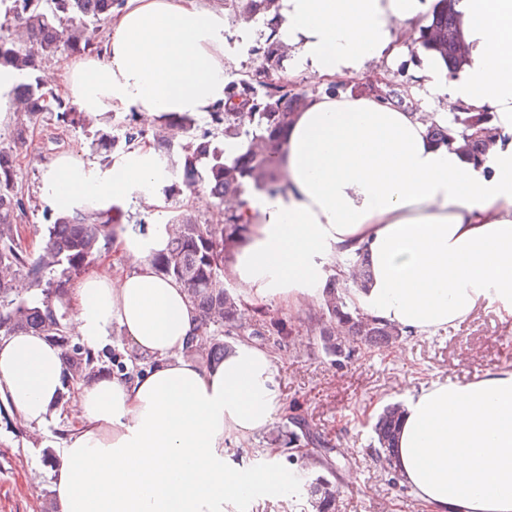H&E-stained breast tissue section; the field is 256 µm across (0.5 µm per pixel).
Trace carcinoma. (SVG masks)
Segmentation results:
<instances>
[{
  "label": "carcinoma",
  "instance_id": "carcinoma-1",
  "mask_svg": "<svg viewBox=\"0 0 512 512\" xmlns=\"http://www.w3.org/2000/svg\"><path fill=\"white\" fill-rule=\"evenodd\" d=\"M123 0H0V13L12 16L28 34V43L18 45L0 38V72L19 71L29 80L13 87L23 98L34 117L42 112H55L56 120L67 125L76 123L75 111L33 78L43 60L55 56L60 46L70 55H86L101 51L100 43L89 33V26L110 16ZM461 0H435L431 19L420 26L418 50L440 56L454 76L466 60L467 46L462 34L459 5ZM264 53L268 70L281 69L283 55L279 42H266ZM369 94L399 110L410 108L404 90L388 83ZM229 107L209 114L210 124L224 134V139L240 145V153L229 159L224 150L212 145L209 134H192L195 117L173 113L166 125L185 135L181 185L193 193L205 184L219 204L224 199L241 200L254 188L268 194L283 190L277 174V155L294 114L307 103L300 91L281 93L264 83L240 80L227 92ZM251 110L249 124H244L237 109ZM491 112L468 109L453 113L446 124L432 123L428 135L438 143L453 145L462 155L478 162L485 152L482 130L493 120ZM95 144L107 153L125 152L146 139L144 133L130 125L124 139L98 129ZM15 156L11 150H0V268L28 281L25 293L14 288L13 281L0 280V336L34 332L58 344L68 365V388L87 382L101 373L125 371L127 367L143 368L146 363L133 353L124 360L112 350L93 353L69 334L66 313L56 303L63 301L71 282L103 251L109 250L117 228L121 227V209L108 211H76L58 215L50 224L34 231L40 238L38 254L22 244L16 221L24 211L23 198L15 186ZM167 223L176 226L166 250L152 258L156 270L179 281L196 304L200 314L201 333L209 337L206 361L218 362L231 351L226 336H245L250 341H267L272 336L288 335V324L280 321L260 328H248L244 322L250 305L234 289L224 285V263L228 248L244 240L250 224L237 210L224 212V223L201 221L186 210H176ZM370 279L367 261L358 256L347 257L328 276L318 316L312 321L322 353L336 362L365 347L382 349L392 346L402 331L392 324L364 313L351 298L352 288H362ZM404 408L399 403L385 406L373 424L377 458L387 468L395 469L392 455ZM311 444L322 445L311 426L292 422L281 430L284 447H290L301 430ZM312 512H337L339 499L336 470L320 455L296 458Z\"/></svg>",
  "mask_w": 512,
  "mask_h": 512
}]
</instances>
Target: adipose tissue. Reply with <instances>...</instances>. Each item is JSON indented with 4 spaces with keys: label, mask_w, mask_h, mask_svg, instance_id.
<instances>
[{
    "label": "adipose tissue",
    "mask_w": 512,
    "mask_h": 512,
    "mask_svg": "<svg viewBox=\"0 0 512 512\" xmlns=\"http://www.w3.org/2000/svg\"><path fill=\"white\" fill-rule=\"evenodd\" d=\"M428 0H280L276 39L293 47L295 71L351 77L394 54L398 24ZM470 56L457 78L429 61L420 77L449 107L495 109L512 134V0H463ZM236 44L210 0H125L101 53L72 60L63 93L79 112L201 117L223 106ZM283 191L246 194L250 232L231 268L245 300L288 310L315 304L337 258L365 255L357 306L404 333L456 326L484 302L512 318V145L484 164L433 142L417 114L372 97L311 98L281 148ZM172 173L144 141L100 169L63 153L42 183L59 214L147 199L164 208ZM167 225L118 232L111 271L74 280L67 325L88 349L113 340L150 364L134 377L103 375L66 394V364L32 333L0 339V405L38 428L58 409L71 427L55 448L54 512H224L257 489L285 498L286 479L261 483L224 467V442L248 438L281 411L272 354L249 341L223 361L189 353L197 309L151 259ZM397 471L428 512H512V368L461 384L435 382L405 406Z\"/></svg>",
    "instance_id": "adipose-tissue-1"
}]
</instances>
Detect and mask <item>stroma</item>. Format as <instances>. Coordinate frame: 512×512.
I'll list each match as a JSON object with an SVG mask.
<instances>
[{
    "instance_id": "stroma-1",
    "label": "stroma",
    "mask_w": 512,
    "mask_h": 512,
    "mask_svg": "<svg viewBox=\"0 0 512 512\" xmlns=\"http://www.w3.org/2000/svg\"><path fill=\"white\" fill-rule=\"evenodd\" d=\"M417 30L414 24L400 27V50L390 60L379 61L378 67L407 92L414 112L447 111L446 97L432 94L416 77L429 60L416 49ZM0 103L13 109L11 117L0 120V149L14 148L17 127L28 129L27 145L19 150L16 164L25 203L17 225L28 236L46 224L50 212L40 195L47 165L61 152L100 160L91 145V133L100 123L91 115L71 126L57 124L47 114L29 116L15 110L9 91L0 93ZM165 200L167 207L161 211L143 201L122 205L125 229L166 223L169 209L186 205L184 195L171 191ZM318 311L314 305L287 315L260 302L247 313L248 324L284 320L292 329L291 335L265 343L275 357L283 409L265 430L225 444L226 467L259 472L274 464L283 473L295 471L288 451L277 448L276 437L291 418L300 417L332 448L339 474L351 477L341 487L339 512H422L411 489L377 461L372 423L384 405L407 402L433 382L464 383L512 365V320H503L497 306L490 305L447 331L404 336L394 347L361 348L334 362L321 353L309 331V320ZM57 426L53 420L32 434L16 426L14 416L0 415V512H49L51 469L43 451L57 444ZM272 447L277 456L269 455Z\"/></svg>"
}]
</instances>
